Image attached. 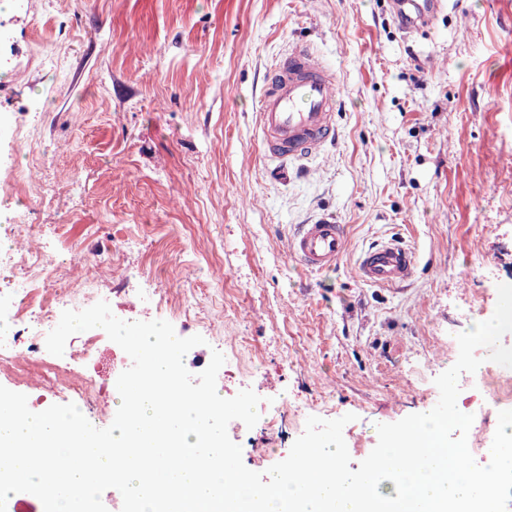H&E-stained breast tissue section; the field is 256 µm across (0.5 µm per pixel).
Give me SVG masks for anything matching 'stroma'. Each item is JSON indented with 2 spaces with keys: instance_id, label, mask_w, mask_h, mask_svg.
Listing matches in <instances>:
<instances>
[{
  "instance_id": "obj_1",
  "label": "stroma",
  "mask_w": 512,
  "mask_h": 512,
  "mask_svg": "<svg viewBox=\"0 0 512 512\" xmlns=\"http://www.w3.org/2000/svg\"><path fill=\"white\" fill-rule=\"evenodd\" d=\"M305 44L336 74L338 138L319 158L267 161L266 75ZM58 183L44 200L42 176ZM0 251L12 226L65 233V270L113 258V314L163 288L177 335L248 336L240 377L260 418L235 441L247 468L284 460L323 399L351 469L377 424L431 410L458 333L512 284V0H446L432 25L390 0H0ZM348 227L333 272L289 256L295 225ZM415 250L396 289L360 281L376 240ZM197 305L188 321L175 309Z\"/></svg>"
}]
</instances>
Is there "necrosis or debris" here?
Here are the masks:
<instances>
[{"label":"necrosis or debris","mask_w":512,"mask_h":512,"mask_svg":"<svg viewBox=\"0 0 512 512\" xmlns=\"http://www.w3.org/2000/svg\"><path fill=\"white\" fill-rule=\"evenodd\" d=\"M103 298L95 275L56 273L48 252L28 247L22 225H15L13 244L0 255V312L11 320L0 336V370L17 376L42 363L46 336L62 312L85 309L87 301ZM107 340L103 330L83 332L79 345L62 357L64 376L55 381L54 391L82 398L99 392V381L86 365Z\"/></svg>","instance_id":"necrosis-or-debris-1"}]
</instances>
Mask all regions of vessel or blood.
Returning a JSON list of instances; mask_svg holds the SVG:
<instances>
[{
	"instance_id": "vessel-or-blood-1",
	"label": "vessel or blood",
	"mask_w": 512,
	"mask_h": 512,
	"mask_svg": "<svg viewBox=\"0 0 512 512\" xmlns=\"http://www.w3.org/2000/svg\"><path fill=\"white\" fill-rule=\"evenodd\" d=\"M402 30L412 32L438 14L443 0H391ZM267 157L302 160L322 154L337 133L336 79L331 67L309 46L282 56L269 71L257 110ZM347 247V228L325 215L297 225L288 252L304 270L324 273L336 268ZM415 252L397 240L361 253L356 275L364 283L390 288L410 279Z\"/></svg>"
}]
</instances>
